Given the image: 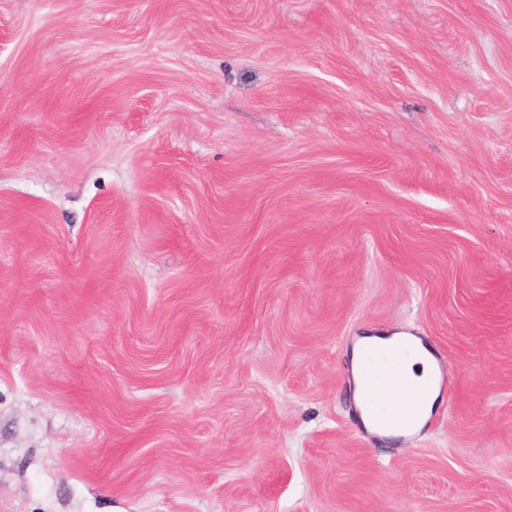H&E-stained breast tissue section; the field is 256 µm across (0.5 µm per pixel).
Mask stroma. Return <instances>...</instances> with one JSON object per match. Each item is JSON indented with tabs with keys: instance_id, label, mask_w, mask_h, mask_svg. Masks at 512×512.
<instances>
[{
	"instance_id": "obj_1",
	"label": "stroma",
	"mask_w": 512,
	"mask_h": 512,
	"mask_svg": "<svg viewBox=\"0 0 512 512\" xmlns=\"http://www.w3.org/2000/svg\"><path fill=\"white\" fill-rule=\"evenodd\" d=\"M0 512H512V0H0ZM401 343H411L418 347L419 352L404 361L393 379L383 383L380 393L382 399L391 407L397 422L406 416L409 425L405 426L400 422L390 427L379 428L362 413V420L371 431L387 437L408 435L419 429L427 419L439 393L435 359L419 339L400 333L365 336L357 343L352 356L356 403L360 406L363 383L365 405L377 419L387 421L390 418V410L379 402L377 386L394 372L398 354L388 347H373L360 367L361 351L367 344Z\"/></svg>"
}]
</instances>
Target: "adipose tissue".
Listing matches in <instances>:
<instances>
[{
  "label": "adipose tissue",
  "mask_w": 512,
  "mask_h": 512,
  "mask_svg": "<svg viewBox=\"0 0 512 512\" xmlns=\"http://www.w3.org/2000/svg\"><path fill=\"white\" fill-rule=\"evenodd\" d=\"M380 393L397 420L396 425L383 428L384 436H404L419 429L438 396L437 367L431 352L423 348L408 357L398 374L383 383Z\"/></svg>",
  "instance_id": "adipose-tissue-1"
}]
</instances>
